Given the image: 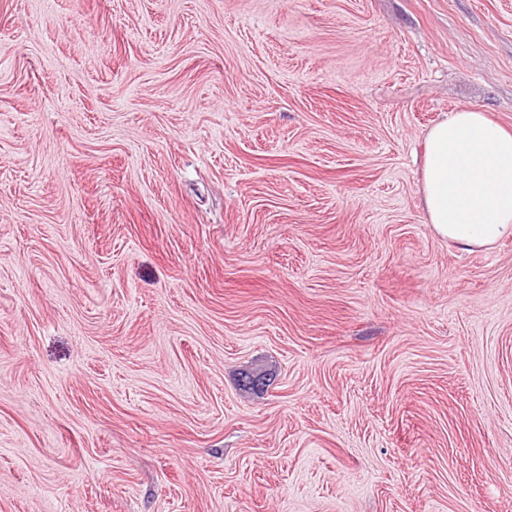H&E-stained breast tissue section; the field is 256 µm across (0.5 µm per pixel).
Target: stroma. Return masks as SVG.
Returning <instances> with one entry per match:
<instances>
[{
  "label": "stroma",
  "instance_id": "35a3bbf8",
  "mask_svg": "<svg viewBox=\"0 0 512 512\" xmlns=\"http://www.w3.org/2000/svg\"><path fill=\"white\" fill-rule=\"evenodd\" d=\"M512 0H0V512H512ZM420 193L435 234L465 248L512 236V132L459 108L426 135Z\"/></svg>",
  "mask_w": 512,
  "mask_h": 512
}]
</instances>
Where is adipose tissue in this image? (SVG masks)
Segmentation results:
<instances>
[{
    "instance_id": "ef3b65f1",
    "label": "adipose tissue",
    "mask_w": 512,
    "mask_h": 512,
    "mask_svg": "<svg viewBox=\"0 0 512 512\" xmlns=\"http://www.w3.org/2000/svg\"><path fill=\"white\" fill-rule=\"evenodd\" d=\"M420 193L435 234L466 248L512 237V132L460 108L426 135Z\"/></svg>"
}]
</instances>
